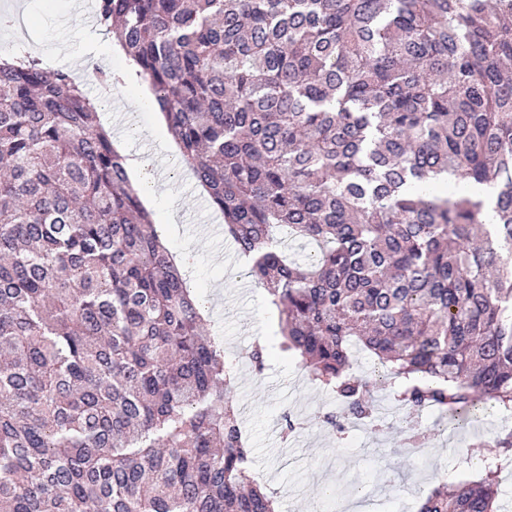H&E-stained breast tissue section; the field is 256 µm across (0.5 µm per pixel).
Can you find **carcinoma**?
I'll return each instance as SVG.
<instances>
[{
	"mask_svg": "<svg viewBox=\"0 0 512 512\" xmlns=\"http://www.w3.org/2000/svg\"><path fill=\"white\" fill-rule=\"evenodd\" d=\"M95 7L271 297L255 370L298 360L376 431L357 352L414 412L512 413V0ZM96 110L70 71L0 61V512H279L238 364ZM277 229L320 253L285 256ZM486 446L417 512H498L512 433Z\"/></svg>",
	"mask_w": 512,
	"mask_h": 512,
	"instance_id": "1",
	"label": "carcinoma"
}]
</instances>
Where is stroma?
Returning <instances> with one entry per match:
<instances>
[{"label": "stroma", "mask_w": 512, "mask_h": 512, "mask_svg": "<svg viewBox=\"0 0 512 512\" xmlns=\"http://www.w3.org/2000/svg\"><path fill=\"white\" fill-rule=\"evenodd\" d=\"M15 16L0 28V51L18 46L36 50L48 65L85 76L94 65L121 71L122 60L110 53L109 35L93 20L94 0H0V13ZM84 88L109 115L110 128L119 131L120 113L133 114L137 134L129 139L133 151L153 156L168 139L153 109H132L135 85L113 87L101 94L97 80ZM165 196L151 213L154 223L165 224L164 238L173 256L189 259L188 280L204 301L208 321L224 339L225 352L250 351L256 339L270 332L266 322L267 295L245 273L236 271L238 251L225 234L203 237L202 224H222L193 174L173 165L164 176ZM180 211V221L166 225L169 208ZM357 372L380 385L374 404L387 428L378 433L364 426L349 427L345 439L317 423L326 413L342 415L335 395L316 385L290 358L273 355L262 372L243 364L233 395L253 450L258 479L276 492L281 512H326L336 503L344 512H417L430 489L479 473L484 442L512 432V419L487 402L476 411L445 413L428 409L417 420L432 431L424 453L404 442L402 426L408 410L391 399L388 369L372 357L358 356ZM302 424L283 436V414Z\"/></svg>", "instance_id": "obj_1"}]
</instances>
